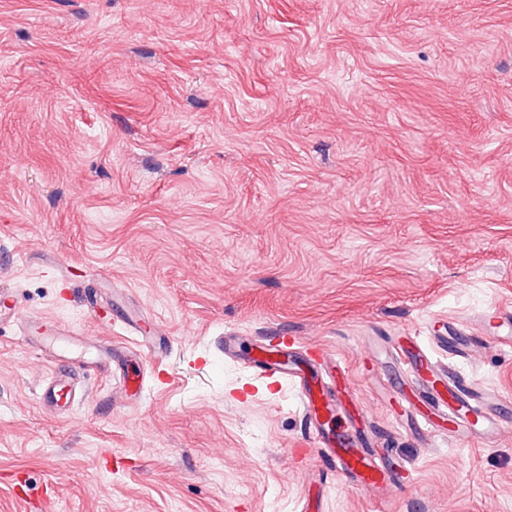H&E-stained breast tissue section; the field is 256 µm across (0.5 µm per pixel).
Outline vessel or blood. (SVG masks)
Returning a JSON list of instances; mask_svg holds the SVG:
<instances>
[{"label":"vessel or blood","mask_w":512,"mask_h":512,"mask_svg":"<svg viewBox=\"0 0 512 512\" xmlns=\"http://www.w3.org/2000/svg\"><path fill=\"white\" fill-rule=\"evenodd\" d=\"M479 331L485 338L512 345V313L490 310L480 317ZM438 343L458 357L467 356L470 336L453 331L438 336ZM259 356L252 363L258 378L273 384L292 385L300 395L301 406L308 416L319 448L337 472L369 490L398 481L394 468L382 462L379 452L369 447L362 427L350 413L344 399L336 391L345 380L336 363L318 369L305 364L296 353V340L291 336L262 339ZM400 359L409 367L414 386L402 393L408 407L419 408L425 423L433 430L452 429L453 433H476L484 438L501 432L500 398L491 390L475 391L439 371L431 352L420 337L402 333L397 338Z\"/></svg>","instance_id":"obj_1"}]
</instances>
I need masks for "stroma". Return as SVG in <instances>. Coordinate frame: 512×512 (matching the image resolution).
I'll use <instances>...</instances> for the list:
<instances>
[{
	"instance_id": "stroma-1",
	"label": "stroma",
	"mask_w": 512,
	"mask_h": 512,
	"mask_svg": "<svg viewBox=\"0 0 512 512\" xmlns=\"http://www.w3.org/2000/svg\"><path fill=\"white\" fill-rule=\"evenodd\" d=\"M101 275L126 299L95 319ZM0 286L92 339L0 324V512H512V346L435 350L501 397L461 441L401 412L394 341L512 311V0H0ZM228 333L335 357L411 485L353 489ZM109 351L128 401L79 368ZM45 395L48 401L55 405H58L64 395L67 404L71 400L72 390L68 381H63L52 373L45 380Z\"/></svg>"
}]
</instances>
